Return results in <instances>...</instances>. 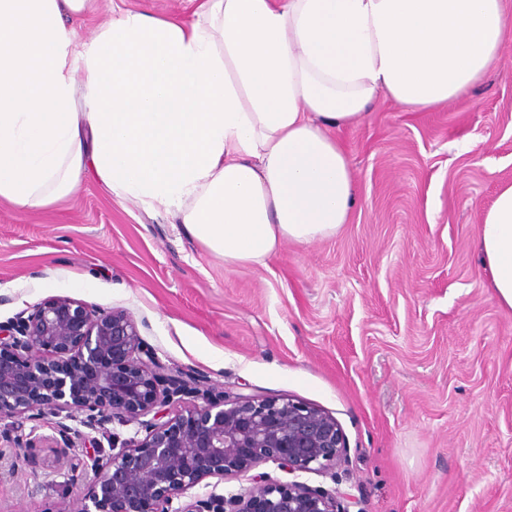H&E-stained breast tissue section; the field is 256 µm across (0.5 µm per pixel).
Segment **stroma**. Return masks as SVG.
I'll return each mask as SVG.
<instances>
[{
	"mask_svg": "<svg viewBox=\"0 0 512 512\" xmlns=\"http://www.w3.org/2000/svg\"><path fill=\"white\" fill-rule=\"evenodd\" d=\"M472 102L408 112L380 97L336 130L357 192L349 224L267 265L225 268L179 219L91 177L21 213L0 205V323L50 296L123 309L170 367L216 390L336 418L335 475L359 512H512V309L491 296L478 225L512 181V43ZM54 449L0 471V512H47Z\"/></svg>",
	"mask_w": 512,
	"mask_h": 512,
	"instance_id": "stroma-1",
	"label": "stroma"
}]
</instances>
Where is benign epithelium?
I'll use <instances>...</instances> for the list:
<instances>
[{
    "mask_svg": "<svg viewBox=\"0 0 512 512\" xmlns=\"http://www.w3.org/2000/svg\"><path fill=\"white\" fill-rule=\"evenodd\" d=\"M49 416L51 433H38ZM0 422V458L82 448L57 474L69 483L91 474V488L52 512H349L340 489L295 479L261 476L228 497L191 494L268 462L294 476L328 473L347 453L344 436L319 408L217 392L165 366L122 310L51 296L0 324ZM111 425L145 437L123 439Z\"/></svg>",
    "mask_w": 512,
    "mask_h": 512,
    "instance_id": "obj_1",
    "label": "benign epithelium"
}]
</instances>
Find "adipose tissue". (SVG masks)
<instances>
[{
	"mask_svg": "<svg viewBox=\"0 0 512 512\" xmlns=\"http://www.w3.org/2000/svg\"><path fill=\"white\" fill-rule=\"evenodd\" d=\"M97 0H0V202L52 205L86 177L176 215L225 266L335 236L356 204L333 131L378 96L469 103L512 42V0H200L191 23L134 11L78 38ZM512 309V182L478 229Z\"/></svg>",
	"mask_w": 512,
	"mask_h": 512,
	"instance_id": "adipose-tissue-1",
	"label": "adipose tissue"
}]
</instances>
